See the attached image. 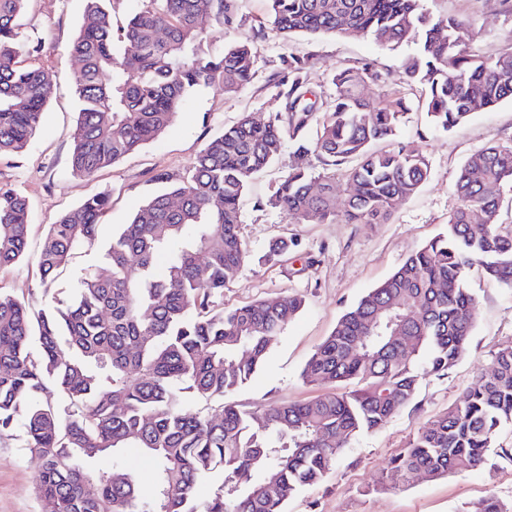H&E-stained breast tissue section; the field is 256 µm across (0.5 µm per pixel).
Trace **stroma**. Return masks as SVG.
Instances as JSON below:
<instances>
[{
    "label": "stroma",
    "instance_id": "stroma-1",
    "mask_svg": "<svg viewBox=\"0 0 512 512\" xmlns=\"http://www.w3.org/2000/svg\"><path fill=\"white\" fill-rule=\"evenodd\" d=\"M423 4L433 15L461 18L458 35L477 54L491 57L512 49V0H423ZM237 6L233 22L209 31L203 49L215 54L239 38H251L257 58L253 81L232 94L218 85L190 93L161 138L83 179L70 170L77 102L76 64L69 53L82 0H29L20 51L34 53L56 84L42 126L26 151L0 158V186L24 192L32 209L26 255L20 264L0 273V287L24 297L36 310L69 296L81 272L102 267L103 260L98 252L78 251L51 290H44L36 259L50 225L85 198L106 192L111 205L100 232L109 237L160 190L157 173H182L210 139L242 115L265 121L281 111L279 82L288 57L308 59L307 87L311 100L319 103L332 98L331 77L342 65H365L380 74V81L368 79L359 87L368 100L393 99L408 90L403 65L411 53L409 46L391 50L362 36L287 39L260 27L269 18L268 0H238ZM410 106L400 138L421 147L430 176L415 196L396 207L389 223L348 224L339 219L298 224L267 206L294 162L287 148L249 181L240 203V231L249 250L256 257L278 238L288 239L291 248L279 262L246 263L221 301L230 308L300 295L305 304L274 341L261 370L233 394V401L242 407L299 402L316 395V388L300 378L315 347L363 294L444 229L458 204L454 184L466 159L486 146L512 142V101L476 113L448 133L431 129L418 96H411ZM470 288L476 297L475 325L462 360L446 378L425 377L415 402L382 429L352 440L324 481L298 493L286 512H472L488 497L512 502V462L494 455L472 470L436 480L418 475L384 489L377 485L391 458L407 448L423 423L459 402L473 379L490 368L494 354L512 344V290L477 271L470 274ZM35 470L21 436L0 439V512H41Z\"/></svg>",
    "mask_w": 512,
    "mask_h": 512
}]
</instances>
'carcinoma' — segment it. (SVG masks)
I'll use <instances>...</instances> for the list:
<instances>
[{"mask_svg": "<svg viewBox=\"0 0 512 512\" xmlns=\"http://www.w3.org/2000/svg\"><path fill=\"white\" fill-rule=\"evenodd\" d=\"M71 42L78 115L70 167L90 178L159 138L193 90L232 93L256 74L248 38L207 55L208 26L230 22L236 0H143L113 30L112 0H83ZM284 37L363 35L407 45V85L425 89L433 129L448 132L477 112L512 101V52L473 53L460 22L432 17L423 0H269ZM27 0H0V156L25 151L53 93L52 75L20 59ZM308 60H286L284 111L245 115L224 129L177 178L140 206L112 237L99 235L110 196L98 193L50 226L37 257L49 288L71 256L101 252L107 274L86 271L71 298L32 310L0 290V439L22 428L39 462L44 512H285L319 483L355 437L376 432L411 405L426 375L445 378L467 352L477 268L512 289V225L498 222L512 186V145L472 154L455 183L459 206L446 230L409 255L336 322L301 378L323 392L258 411L224 402L264 365L273 341L302 309L301 296L232 308L216 303L251 258L239 234V200L257 172L290 144L294 164L268 203L303 224L336 220V171L347 178L348 224H386L430 175L421 148L398 141L406 96L378 103L357 92V67L332 75L324 111L306 98ZM390 141L396 146L376 149ZM326 171L312 175L309 157ZM30 201L0 187V270L22 259ZM348 384L356 389L344 390ZM212 405L191 412L188 398ZM512 428V346L476 377L462 402L427 421L390 461L391 476L429 479L512 459L496 444ZM133 448L153 464L144 493L124 464ZM218 482L201 501L197 486Z\"/></svg>", "mask_w": 512, "mask_h": 512, "instance_id": "carcinoma-1", "label": "carcinoma"}]
</instances>
